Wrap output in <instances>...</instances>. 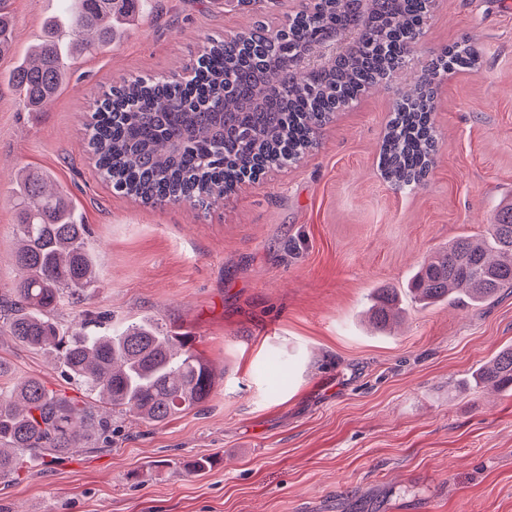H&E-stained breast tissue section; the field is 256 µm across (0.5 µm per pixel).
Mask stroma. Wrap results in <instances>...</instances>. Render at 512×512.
I'll return each instance as SVG.
<instances>
[{
  "label": "stroma",
  "mask_w": 512,
  "mask_h": 512,
  "mask_svg": "<svg viewBox=\"0 0 512 512\" xmlns=\"http://www.w3.org/2000/svg\"><path fill=\"white\" fill-rule=\"evenodd\" d=\"M59 8L14 0V55ZM293 9L147 0L110 49L72 62L47 111L0 93V292L18 277L14 173L50 171L90 227L99 272L58 323L87 309L151 317L195 336L216 374L202 406L158 425L114 415L111 448L0 484V512H512V392L471 382L512 344V292L426 308L404 295L390 332L362 322L375 289L404 290L433 251L483 235L512 198V0H434L412 71L466 38L481 57L440 82L435 161L415 191L379 167L401 72L337 112L299 160L206 211L117 193L88 152L112 83L186 76L205 37L276 26ZM0 356L84 400L44 351L5 336ZM201 459L209 469L184 470Z\"/></svg>",
  "instance_id": "35a3bbf8"
}]
</instances>
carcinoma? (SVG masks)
Returning a JSON list of instances; mask_svg holds the SVG:
<instances>
[{
  "mask_svg": "<svg viewBox=\"0 0 512 512\" xmlns=\"http://www.w3.org/2000/svg\"><path fill=\"white\" fill-rule=\"evenodd\" d=\"M122 0H66L65 17L44 24L45 35L12 69L9 90L44 112L69 77L66 58L112 46L130 24ZM433 0H315L288 17L280 40L262 38L263 22L231 42L209 39L186 80L134 78L113 86L92 114L88 148L114 190L144 204L187 201L210 209L245 180L296 160L317 145V132L337 109L408 68ZM8 0H0V54L11 52ZM476 44L463 40L433 53L427 69L398 90L380 155L396 191L413 190L434 163L436 130L430 87L450 70H475ZM19 212L15 264L19 277L0 294V336L51 353L94 403L163 423L197 408L215 372L190 333L156 321L119 326L85 311L79 328L63 330L55 313L96 288L89 226L75 216L70 194L45 171L22 169L11 188ZM512 290V201L492 214L479 240L459 237L433 252L408 285L422 305L458 299L479 305ZM397 296L382 290L368 308L385 330L399 318ZM0 481L25 463L47 464L91 446L111 447L112 421L91 405L16 378L0 358ZM477 384L512 390V346L479 367Z\"/></svg>",
  "mask_w": 512,
  "mask_h": 512,
  "instance_id": "1",
  "label": "carcinoma"
}]
</instances>
